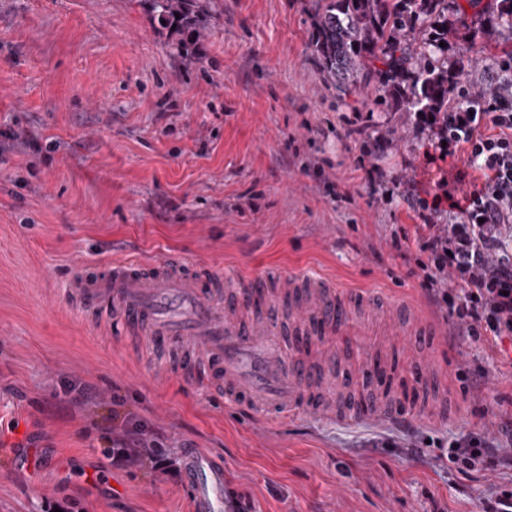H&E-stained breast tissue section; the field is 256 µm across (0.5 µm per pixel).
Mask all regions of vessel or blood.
Wrapping results in <instances>:
<instances>
[{
	"label": "vessel or blood",
	"instance_id": "b4317fda",
	"mask_svg": "<svg viewBox=\"0 0 512 512\" xmlns=\"http://www.w3.org/2000/svg\"><path fill=\"white\" fill-rule=\"evenodd\" d=\"M80 308L118 317L132 336L157 347L186 343L180 370L203 387L224 394L248 414L264 410L281 425L297 413L326 414L345 421L416 418L414 387L426 377L397 379L386 359L370 356L360 372L365 392L337 408L326 385L335 364L302 355L331 336H357L364 326L356 310L377 297L370 288H346L323 276L291 272L278 284L253 275L231 285L202 265L178 256L150 264L115 262L106 271L72 282ZM183 482L191 512H225L227 481L217 456L185 449Z\"/></svg>",
	"mask_w": 512,
	"mask_h": 512
}]
</instances>
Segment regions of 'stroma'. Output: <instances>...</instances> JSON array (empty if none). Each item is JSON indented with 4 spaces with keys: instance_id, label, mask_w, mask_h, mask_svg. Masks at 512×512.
I'll return each mask as SVG.
<instances>
[{
    "instance_id": "35a3bbf8",
    "label": "stroma",
    "mask_w": 512,
    "mask_h": 512,
    "mask_svg": "<svg viewBox=\"0 0 512 512\" xmlns=\"http://www.w3.org/2000/svg\"><path fill=\"white\" fill-rule=\"evenodd\" d=\"M205 6L195 40L141 0H0V448L40 460L35 481L0 474V512H190L180 479L114 464L127 418L175 460L190 447L222 457L255 512H478L512 470L463 472L443 455L473 436L512 444V374L448 335L445 305L421 286L419 218L396 187L430 199L452 179L459 199L478 173L429 160L413 113L375 90L338 97L311 47L308 0ZM477 27L467 14L448 47L467 50L475 92L512 47L511 29L490 42ZM173 254L222 275L296 269L421 307L438 335L379 316L348 365L404 350V372L438 376L453 413L406 427L244 417L185 382L175 352L90 323L71 301L80 274Z\"/></svg>"
}]
</instances>
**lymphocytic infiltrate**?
Returning <instances> with one entry per match:
<instances>
[{
    "mask_svg": "<svg viewBox=\"0 0 512 512\" xmlns=\"http://www.w3.org/2000/svg\"><path fill=\"white\" fill-rule=\"evenodd\" d=\"M489 90L461 87L448 111L438 120L420 116L440 157L462 156L467 167L482 175L480 186L463 202H450L458 221L433 223L441 196L414 198L421 223L417 240L427 256L421 268L424 288L448 307L452 328L472 340L490 337L501 365L512 367L504 347L512 340V54L496 58L488 69ZM457 291H448L447 281ZM449 459L459 469L494 470L512 467V448H489L481 439L453 447Z\"/></svg>",
    "mask_w": 512,
    "mask_h": 512,
    "instance_id": "f902f5d3",
    "label": "lymphocytic infiltrate"
}]
</instances>
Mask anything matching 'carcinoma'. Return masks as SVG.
I'll list each match as a JSON object with an SVG mask.
<instances>
[{
	"label": "carcinoma",
	"mask_w": 512,
	"mask_h": 512,
	"mask_svg": "<svg viewBox=\"0 0 512 512\" xmlns=\"http://www.w3.org/2000/svg\"><path fill=\"white\" fill-rule=\"evenodd\" d=\"M152 17L197 39L201 0H144ZM313 52L343 96L377 91L411 112H446L463 60L448 58L457 0H310Z\"/></svg>",
	"instance_id": "carcinoma-1"
}]
</instances>
